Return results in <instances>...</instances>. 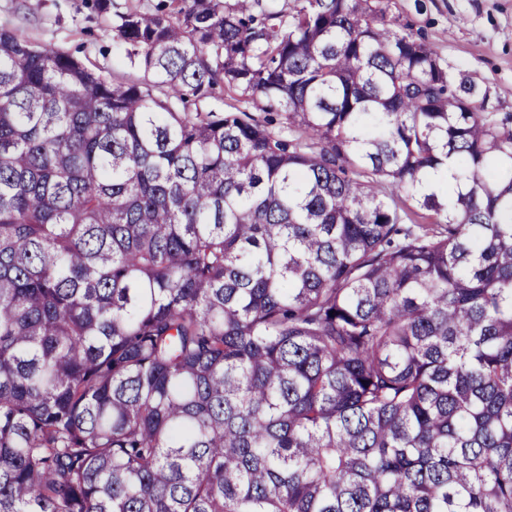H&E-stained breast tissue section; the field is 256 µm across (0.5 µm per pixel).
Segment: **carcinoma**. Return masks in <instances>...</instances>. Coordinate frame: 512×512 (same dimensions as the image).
Wrapping results in <instances>:
<instances>
[{"label": "carcinoma", "instance_id": "1", "mask_svg": "<svg viewBox=\"0 0 512 512\" xmlns=\"http://www.w3.org/2000/svg\"><path fill=\"white\" fill-rule=\"evenodd\" d=\"M155 10L0 27V512H512V114L381 0ZM97 4V0H0V27L67 52L104 73L139 76L113 39L112 8L101 13Z\"/></svg>", "mask_w": 512, "mask_h": 512}]
</instances>
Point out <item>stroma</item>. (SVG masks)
Wrapping results in <instances>:
<instances>
[{
  "label": "stroma",
  "instance_id": "obj_1",
  "mask_svg": "<svg viewBox=\"0 0 512 512\" xmlns=\"http://www.w3.org/2000/svg\"><path fill=\"white\" fill-rule=\"evenodd\" d=\"M397 27L421 35L452 71L489 88L488 107L512 113V0H385ZM105 72L135 75L98 0H0V27Z\"/></svg>",
  "mask_w": 512,
  "mask_h": 512
}]
</instances>
